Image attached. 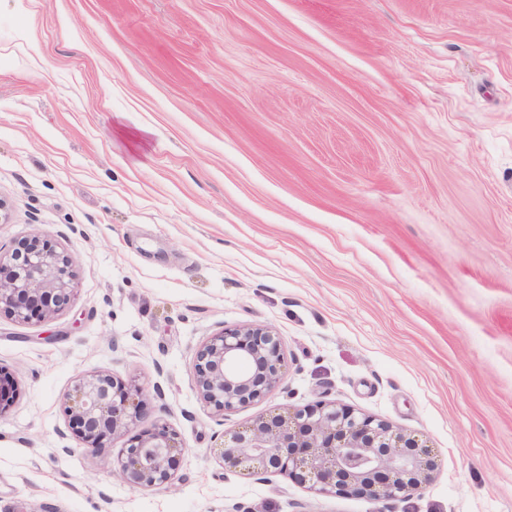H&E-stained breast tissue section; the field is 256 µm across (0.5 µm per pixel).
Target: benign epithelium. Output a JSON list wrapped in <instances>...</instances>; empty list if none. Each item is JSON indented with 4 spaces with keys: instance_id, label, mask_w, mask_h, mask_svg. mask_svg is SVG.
Masks as SVG:
<instances>
[{
    "instance_id": "obj_1",
    "label": "benign epithelium",
    "mask_w": 512,
    "mask_h": 512,
    "mask_svg": "<svg viewBox=\"0 0 512 512\" xmlns=\"http://www.w3.org/2000/svg\"><path fill=\"white\" fill-rule=\"evenodd\" d=\"M74 258L39 234L0 259V312L29 322L64 310L73 293ZM286 356L267 324L226 326L196 349L193 378L201 400L224 416L281 384ZM16 378L0 367V415L14 399ZM143 389L97 370L80 374L65 395L68 423L92 454L103 440L129 435L116 473L135 489L171 487L182 446L168 425L148 419ZM228 468L248 467L261 479L282 475L319 495L399 502L420 493L437 464L432 450L389 422L318 401L262 415L216 447Z\"/></svg>"
}]
</instances>
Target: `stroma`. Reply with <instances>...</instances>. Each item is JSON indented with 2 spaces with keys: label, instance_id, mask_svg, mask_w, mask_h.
<instances>
[{
  "label": "stroma",
  "instance_id": "1",
  "mask_svg": "<svg viewBox=\"0 0 512 512\" xmlns=\"http://www.w3.org/2000/svg\"><path fill=\"white\" fill-rule=\"evenodd\" d=\"M0 255L42 233L68 308L0 314V512H512V0H0ZM262 323L287 358L218 416L195 349ZM109 371L179 435L172 488L66 429ZM318 400L437 468L404 502L225 468L215 438Z\"/></svg>",
  "mask_w": 512,
  "mask_h": 512
}]
</instances>
